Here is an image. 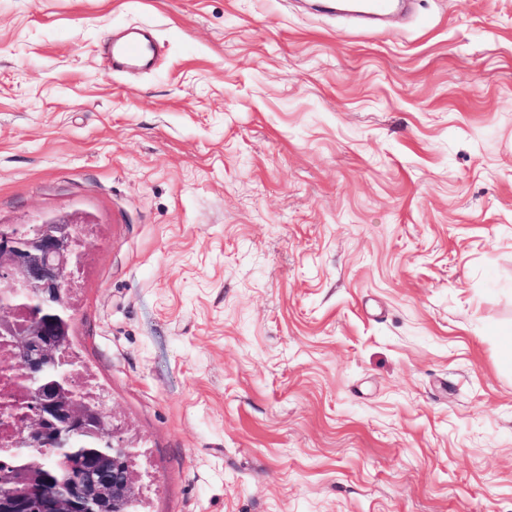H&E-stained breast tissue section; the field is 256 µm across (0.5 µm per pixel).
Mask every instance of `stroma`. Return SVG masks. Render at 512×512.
<instances>
[{
    "label": "stroma",
    "instance_id": "35a3bbf8",
    "mask_svg": "<svg viewBox=\"0 0 512 512\" xmlns=\"http://www.w3.org/2000/svg\"><path fill=\"white\" fill-rule=\"evenodd\" d=\"M63 220L140 512H512V0H0V225ZM112 61L118 68H150L154 62V48L150 35L142 32L120 42L113 41Z\"/></svg>",
    "mask_w": 512,
    "mask_h": 512
}]
</instances>
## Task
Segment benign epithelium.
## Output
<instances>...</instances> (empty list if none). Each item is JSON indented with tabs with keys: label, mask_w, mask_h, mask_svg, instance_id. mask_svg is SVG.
<instances>
[{
	"label": "benign epithelium",
	"mask_w": 512,
	"mask_h": 512,
	"mask_svg": "<svg viewBox=\"0 0 512 512\" xmlns=\"http://www.w3.org/2000/svg\"><path fill=\"white\" fill-rule=\"evenodd\" d=\"M73 222H51L23 234L0 232V286L16 299L53 306L66 300L70 283L79 273L83 252ZM0 338L12 344L25 380L41 383L27 420L18 432L27 448H63L73 433L84 432L110 448L90 458L83 480L66 491L44 479L22 476L23 489L9 501L0 499V512H127L135 493L130 447L123 431L107 414L92 412L68 391L43 383L61 360L56 325L0 304Z\"/></svg>",
	"instance_id": "benign-epithelium-1"
}]
</instances>
